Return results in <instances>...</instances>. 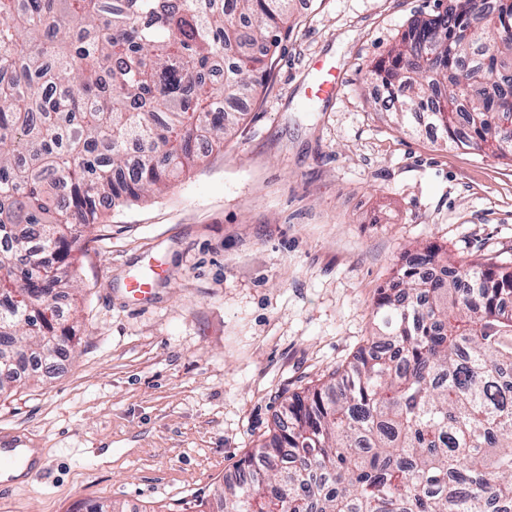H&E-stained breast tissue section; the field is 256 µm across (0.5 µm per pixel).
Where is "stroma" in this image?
<instances>
[{"label": "stroma", "instance_id": "1", "mask_svg": "<svg viewBox=\"0 0 512 512\" xmlns=\"http://www.w3.org/2000/svg\"><path fill=\"white\" fill-rule=\"evenodd\" d=\"M445 4L295 0L223 149L83 232L73 358L0 397V447L22 439L46 473L0 512H208L289 398L360 351L417 249L512 261V161L398 127L366 78ZM318 60L333 99L305 96ZM155 263L167 276L132 299Z\"/></svg>", "mask_w": 512, "mask_h": 512}]
</instances>
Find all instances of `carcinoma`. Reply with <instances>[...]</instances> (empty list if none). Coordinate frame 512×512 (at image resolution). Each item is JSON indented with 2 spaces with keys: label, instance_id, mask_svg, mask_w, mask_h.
I'll return each mask as SVG.
<instances>
[{
  "label": "carcinoma",
  "instance_id": "carcinoma-1",
  "mask_svg": "<svg viewBox=\"0 0 512 512\" xmlns=\"http://www.w3.org/2000/svg\"><path fill=\"white\" fill-rule=\"evenodd\" d=\"M293 0H0V395L73 351L53 304L105 212L224 138ZM448 0L367 76L446 144L512 159V0ZM374 331L239 461L215 512H512V266L424 246Z\"/></svg>",
  "mask_w": 512,
  "mask_h": 512
}]
</instances>
